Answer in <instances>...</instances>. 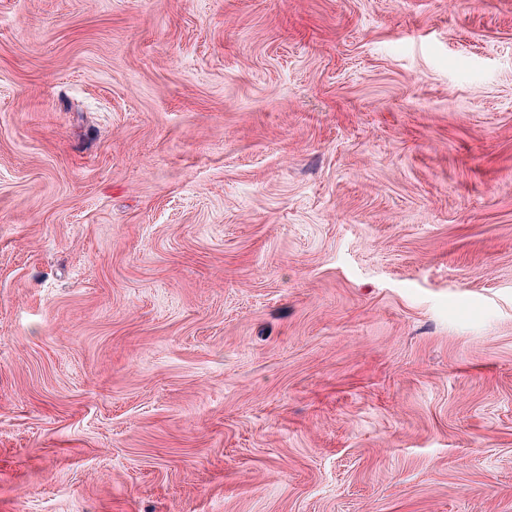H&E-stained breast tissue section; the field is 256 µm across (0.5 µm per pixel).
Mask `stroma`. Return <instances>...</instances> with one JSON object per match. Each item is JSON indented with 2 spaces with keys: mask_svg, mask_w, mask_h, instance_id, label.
<instances>
[{
  "mask_svg": "<svg viewBox=\"0 0 512 512\" xmlns=\"http://www.w3.org/2000/svg\"><path fill=\"white\" fill-rule=\"evenodd\" d=\"M0 512H512V0H0Z\"/></svg>",
  "mask_w": 512,
  "mask_h": 512,
  "instance_id": "stroma-1",
  "label": "stroma"
}]
</instances>
